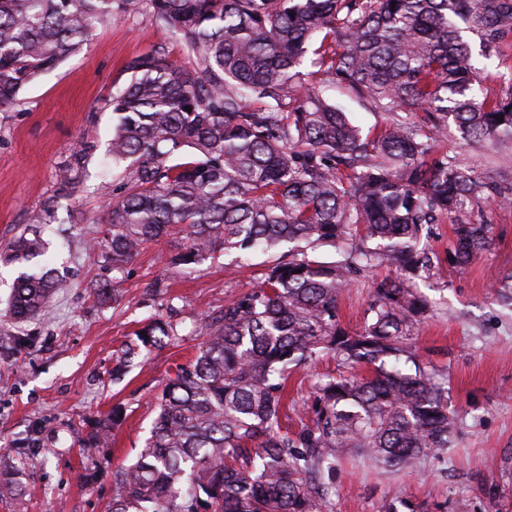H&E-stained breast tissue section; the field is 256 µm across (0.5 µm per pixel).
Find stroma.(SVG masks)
<instances>
[{
  "mask_svg": "<svg viewBox=\"0 0 512 512\" xmlns=\"http://www.w3.org/2000/svg\"><path fill=\"white\" fill-rule=\"evenodd\" d=\"M160 45L168 60L192 66L180 43H162L150 13L113 15L97 26L87 49L30 84L15 104L0 108V446L24 447L34 439L45 456L42 465L20 469L21 494L0 493V512H110L112 470L143 447L158 394L177 366L197 353L201 320L218 316L225 303L258 287L279 259L278 253L258 252L242 260L219 250L186 274L170 263L184 244L183 234L175 232L148 244L125 270L114 271L90 243L102 237L104 197L120 195L124 175L94 163L75 203L84 223L45 233L66 287L55 291L38 317L11 318L18 273L7 259L12 239L53 194L55 169L77 140L107 141L109 101L130 78L127 64ZM322 94L363 131L390 119L346 88L326 86ZM440 149L486 179L512 186V141L479 146L452 129ZM472 219L491 224L494 242L463 268L450 259L451 222L432 225L429 247L439 271L421 288L433 312L415 332L423 361L448 373V408L459 416L456 435L447 451L422 458L406 474L342 465L334 512H385L402 499L417 512H454L459 500L468 502L469 512H512V308L499 301L500 285L512 276V204L483 205ZM381 276L378 270L364 273L341 294L343 327H363ZM98 281L120 289L119 304L93 302L89 287ZM170 305L176 309L177 343L152 350L113 379V350L132 342L147 318ZM336 372L332 357L323 355L289 375L283 427L300 428L315 380ZM118 404L126 409L125 421L95 459H87L81 437Z\"/></svg>",
  "mask_w": 512,
  "mask_h": 512,
  "instance_id": "stroma-1",
  "label": "stroma"
}]
</instances>
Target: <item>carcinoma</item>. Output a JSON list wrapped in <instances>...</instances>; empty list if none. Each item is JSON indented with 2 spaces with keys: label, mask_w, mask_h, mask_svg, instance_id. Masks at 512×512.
<instances>
[{
  "label": "carcinoma",
  "mask_w": 512,
  "mask_h": 512,
  "mask_svg": "<svg viewBox=\"0 0 512 512\" xmlns=\"http://www.w3.org/2000/svg\"><path fill=\"white\" fill-rule=\"evenodd\" d=\"M150 7L163 47L130 62L112 95V166L127 174L109 199L98 248L121 270L173 229L186 243L171 265L197 269L218 249L284 250L263 284L203 325L194 360L165 385L144 448L112 470L111 512H332L345 460L382 473L448 448V374L427 366L414 331L430 304L418 281L435 269L430 225L451 220L452 261L466 267L492 241L464 204L512 201L439 150L453 122L484 144L512 139V94L481 88L460 23L501 49L512 0H0V107L93 40L112 11ZM330 83L391 120L364 135L320 94ZM191 111H186V107ZM503 121H497V117ZM97 143L81 137L55 173L53 195L10 245L22 265L10 315L41 312L64 284L42 226L83 189ZM333 249L320 261L314 252ZM370 317L345 329L338 300L380 266ZM106 305V282L90 287ZM112 359L119 376L144 351L176 340L152 316ZM330 355L345 372L314 385L310 417L282 427L288 372ZM112 407L82 440L91 457L122 424Z\"/></svg>",
  "instance_id": "1"
}]
</instances>
